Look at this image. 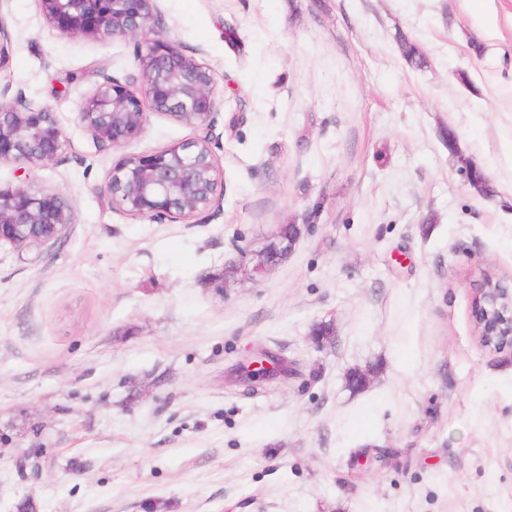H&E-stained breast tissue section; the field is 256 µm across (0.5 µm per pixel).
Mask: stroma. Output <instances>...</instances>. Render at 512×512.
Listing matches in <instances>:
<instances>
[{"instance_id":"1","label":"stroma","mask_w":512,"mask_h":512,"mask_svg":"<svg viewBox=\"0 0 512 512\" xmlns=\"http://www.w3.org/2000/svg\"><path fill=\"white\" fill-rule=\"evenodd\" d=\"M154 5L213 74L210 126L152 111L112 149L77 110L102 74L136 77L133 41L0 0V87L68 140L39 169L0 161V185L72 206L55 241L0 248V512H512V353L475 330L484 274L512 278V0ZM204 135L219 206L112 203L120 158ZM282 224L302 234L264 281L225 280ZM260 349L295 372L252 392L234 371ZM397 40L401 55L408 65L418 68L427 65V55L417 42L409 40L404 35H399Z\"/></svg>"}]
</instances>
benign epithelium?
<instances>
[{"label":"benign epithelium","instance_id":"7a95c632","mask_svg":"<svg viewBox=\"0 0 512 512\" xmlns=\"http://www.w3.org/2000/svg\"><path fill=\"white\" fill-rule=\"evenodd\" d=\"M42 15L57 31L81 38H128L135 44L141 92L104 75L85 94L79 124L99 146L120 148L145 129V105L196 127L210 125L215 105L214 80L156 23L154 0H38ZM66 147L52 113L39 105L0 106V160L24 169L43 167ZM106 188L112 202L132 216L189 218L218 204L222 186L211 138L203 136L151 153L122 157L110 169ZM70 205L55 191L25 186L0 187V247L21 253L47 243L69 223ZM238 274L263 280L270 266L242 258ZM476 326L482 344L493 352L512 350V288L493 275L484 277L475 296ZM271 355H255L241 379H276Z\"/></svg>","mask_w":512,"mask_h":512}]
</instances>
